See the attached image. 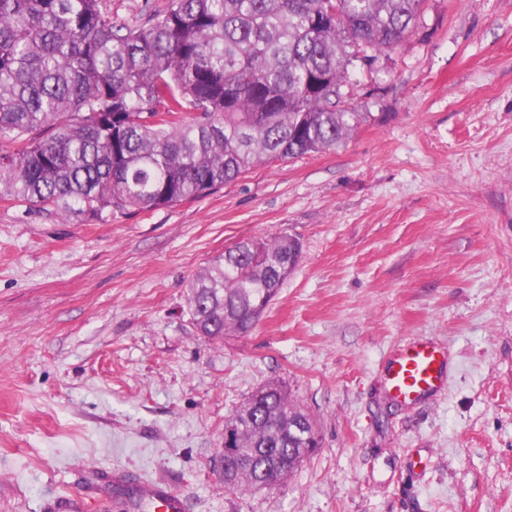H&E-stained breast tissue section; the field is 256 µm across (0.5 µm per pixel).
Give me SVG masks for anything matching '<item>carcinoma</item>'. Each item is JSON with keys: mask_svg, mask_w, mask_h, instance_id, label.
<instances>
[{"mask_svg": "<svg viewBox=\"0 0 512 512\" xmlns=\"http://www.w3.org/2000/svg\"><path fill=\"white\" fill-rule=\"evenodd\" d=\"M101 0H0V198L64 219L195 200L275 161L333 150L362 121L343 95L349 51L394 49L425 0H171L116 27ZM188 286L192 323L250 332L302 257L253 237ZM279 385L253 392L224 490L274 485L311 453Z\"/></svg>", "mask_w": 512, "mask_h": 512, "instance_id": "cac0c4a2", "label": "carcinoma"}]
</instances>
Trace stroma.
I'll list each match as a JSON object with an SVG mask.
<instances>
[{
	"label": "stroma",
	"mask_w": 512,
	"mask_h": 512,
	"mask_svg": "<svg viewBox=\"0 0 512 512\" xmlns=\"http://www.w3.org/2000/svg\"><path fill=\"white\" fill-rule=\"evenodd\" d=\"M116 26L170 0H104ZM339 148L198 200L65 220L0 199V512H132L113 473L188 512H512V0H426L343 88ZM303 256L249 333L211 340L193 276L237 241ZM448 352L443 394H388L389 352ZM281 384L319 446L225 491L224 422Z\"/></svg>",
	"instance_id": "stroma-1"
}]
</instances>
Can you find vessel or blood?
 Masks as SVG:
<instances>
[{
    "instance_id": "1",
    "label": "vessel or blood",
    "mask_w": 512,
    "mask_h": 512,
    "mask_svg": "<svg viewBox=\"0 0 512 512\" xmlns=\"http://www.w3.org/2000/svg\"><path fill=\"white\" fill-rule=\"evenodd\" d=\"M448 358L428 338L415 337L401 343L388 358L385 375L391 396L408 405L440 392L445 387ZM138 512H187V499L159 483L140 485Z\"/></svg>"
}]
</instances>
